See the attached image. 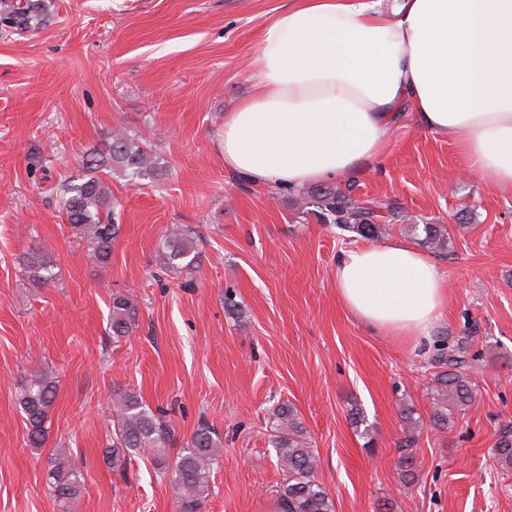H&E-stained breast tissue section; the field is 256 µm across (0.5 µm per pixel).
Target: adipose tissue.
<instances>
[{
  "label": "adipose tissue",
  "instance_id": "adipose-tissue-1",
  "mask_svg": "<svg viewBox=\"0 0 512 512\" xmlns=\"http://www.w3.org/2000/svg\"><path fill=\"white\" fill-rule=\"evenodd\" d=\"M250 96L224 118V167L291 190L380 160L413 115L468 171L512 192V0H289L249 55ZM336 294L412 346L447 300L439 265L400 240L336 259Z\"/></svg>",
  "mask_w": 512,
  "mask_h": 512
}]
</instances>
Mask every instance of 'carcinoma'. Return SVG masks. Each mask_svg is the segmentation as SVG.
Listing matches in <instances>:
<instances>
[{"instance_id": "cac0c4a2", "label": "carcinoma", "mask_w": 512, "mask_h": 512, "mask_svg": "<svg viewBox=\"0 0 512 512\" xmlns=\"http://www.w3.org/2000/svg\"><path fill=\"white\" fill-rule=\"evenodd\" d=\"M47 9V0H0V33L15 34L43 25ZM83 167L87 176L63 185L64 217L73 234L87 243L88 258L104 266L111 258L112 242L120 229L115 219L118 202L112 196L107 178L118 174L129 183L151 179L161 169V162L140 139L116 133L83 157ZM311 200L314 214L323 223L334 224L365 239L379 237L384 230L382 221L400 214L395 201H358L350 188L345 191L329 186L319 188L311 192ZM407 230L429 249L446 247L451 240L449 229L443 224H409ZM161 251L164 267L177 271L191 269L197 258L196 233L180 225L172 227L161 238ZM22 266L34 281L48 282L53 277L50 260L38 250L27 253ZM137 317V299L133 294H112L109 330L113 336L129 335ZM443 343L445 347L435 360L438 372L433 374L429 386L432 406L429 422L441 431L453 427L475 398V386L468 377L475 356L462 340L450 343L445 339ZM56 393L55 378L36 374L19 396L27 443L32 448L45 443V424ZM112 404V443L105 448L104 458L112 469L123 473L143 449L161 452L170 440L171 429L134 392L116 393ZM400 414L408 437L397 467L402 480L411 484L418 471V459L411 446L423 427V420L414 416V410L409 407L401 409ZM269 428V442L284 473L278 495L279 512H336L334 500L316 478V457L296 409L287 404L275 407ZM221 450L222 440L217 430L202 422L175 456L161 458L181 512H201L211 495V474L219 464ZM493 457L501 469L512 470V422L497 430ZM49 479V488L58 499L67 501L80 493L82 473L72 465L67 449L58 448L53 453Z\"/></svg>"}]
</instances>
